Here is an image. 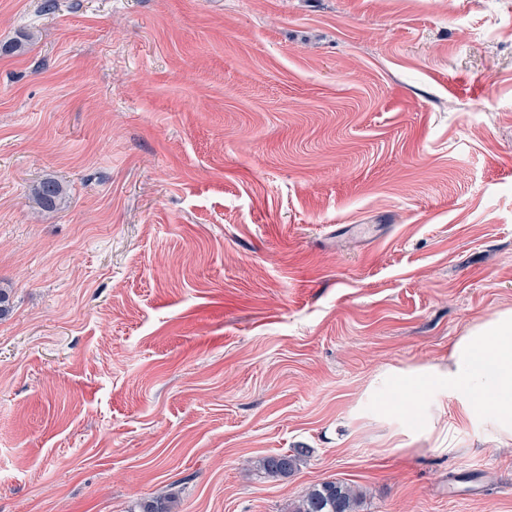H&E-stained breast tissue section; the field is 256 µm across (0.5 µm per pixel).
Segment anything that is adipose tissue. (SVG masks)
Masks as SVG:
<instances>
[{"label":"adipose tissue","instance_id":"obj_1","mask_svg":"<svg viewBox=\"0 0 512 512\" xmlns=\"http://www.w3.org/2000/svg\"><path fill=\"white\" fill-rule=\"evenodd\" d=\"M379 385L437 393L463 424L489 434L498 447L512 446V308L473 321L453 341L447 363L390 371Z\"/></svg>","mask_w":512,"mask_h":512}]
</instances>
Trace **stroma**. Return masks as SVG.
<instances>
[{
	"label": "stroma",
	"instance_id": "35a3bbf8",
	"mask_svg": "<svg viewBox=\"0 0 512 512\" xmlns=\"http://www.w3.org/2000/svg\"><path fill=\"white\" fill-rule=\"evenodd\" d=\"M0 288V512H512L371 389L512 307V0H0ZM63 187L55 180L46 179L32 189L36 203L44 209L56 208L63 199ZM304 453L302 448H296L292 453H275L262 457L254 464L257 470L268 478L286 477L295 471ZM364 494L341 481H323L288 505V512H360Z\"/></svg>",
	"mask_w": 512,
	"mask_h": 512
}]
</instances>
